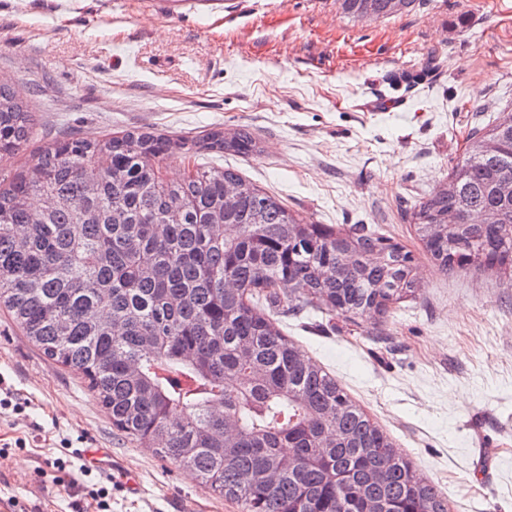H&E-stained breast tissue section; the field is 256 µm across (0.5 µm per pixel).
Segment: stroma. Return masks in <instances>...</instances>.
Returning <instances> with one entry per match:
<instances>
[{"label":"stroma","instance_id":"obj_1","mask_svg":"<svg viewBox=\"0 0 512 512\" xmlns=\"http://www.w3.org/2000/svg\"><path fill=\"white\" fill-rule=\"evenodd\" d=\"M0 78L37 132L0 171L34 165L58 132L144 129L195 138L249 128L254 156L210 155L312 224H373L416 256L419 288L351 324L303 313L277 327L334 374L450 512H512V279L445 273L409 209L470 137L512 106V0H417L376 21L336 0H0ZM406 98L372 111L374 98ZM0 512H96L85 482L112 483L111 512H242L112 426L73 370L0 312ZM111 470L56 471L62 442Z\"/></svg>","mask_w":512,"mask_h":512}]
</instances>
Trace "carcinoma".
I'll return each mask as SVG.
<instances>
[{"label":"carcinoma","instance_id":"obj_1","mask_svg":"<svg viewBox=\"0 0 512 512\" xmlns=\"http://www.w3.org/2000/svg\"><path fill=\"white\" fill-rule=\"evenodd\" d=\"M337 2L360 20L416 0L396 10ZM34 135L29 101L0 80V159ZM228 152H257L256 137L132 130L50 142L35 166L0 180V307L88 380L114 428L243 512H448V498L272 319L383 315L414 296V255L367 224H307L234 170L200 162ZM175 154L191 171L165 181L159 170ZM507 181L512 107L410 212L439 269L496 265L512 276Z\"/></svg>","mask_w":512,"mask_h":512}]
</instances>
